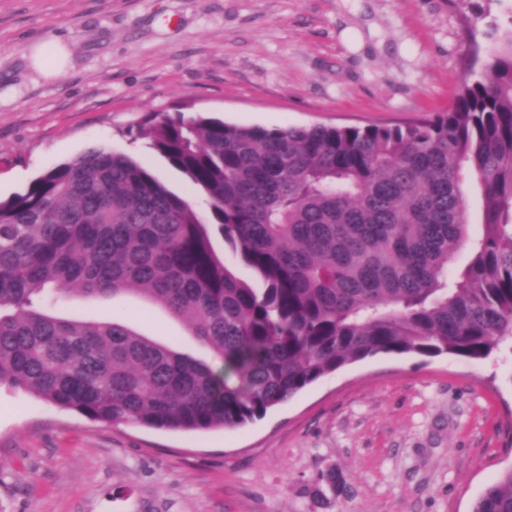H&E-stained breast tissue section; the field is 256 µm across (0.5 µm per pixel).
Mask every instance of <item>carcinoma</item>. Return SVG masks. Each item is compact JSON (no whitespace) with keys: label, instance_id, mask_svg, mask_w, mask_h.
<instances>
[{"label":"carcinoma","instance_id":"cac0c4a2","mask_svg":"<svg viewBox=\"0 0 512 512\" xmlns=\"http://www.w3.org/2000/svg\"><path fill=\"white\" fill-rule=\"evenodd\" d=\"M140 135L206 213L104 149L0 200V384L95 421L205 432L366 358L482 360L512 336V29L451 109L406 126L267 129L178 112L151 114ZM215 231L260 287L226 265ZM462 246L470 259L450 277ZM131 290L222 367L119 318L49 312ZM471 512H512V470Z\"/></svg>","mask_w":512,"mask_h":512}]
</instances>
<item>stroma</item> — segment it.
<instances>
[{
    "instance_id": "obj_1",
    "label": "stroma",
    "mask_w": 512,
    "mask_h": 512,
    "mask_svg": "<svg viewBox=\"0 0 512 512\" xmlns=\"http://www.w3.org/2000/svg\"><path fill=\"white\" fill-rule=\"evenodd\" d=\"M512 0H0V198L94 148L192 183L138 134L155 112L229 124L404 126L447 111ZM62 39L48 79L30 43ZM54 315L107 321L220 368L138 294ZM512 469V345L483 360L379 355L243 428L89 420L0 386V512H471Z\"/></svg>"
}]
</instances>
